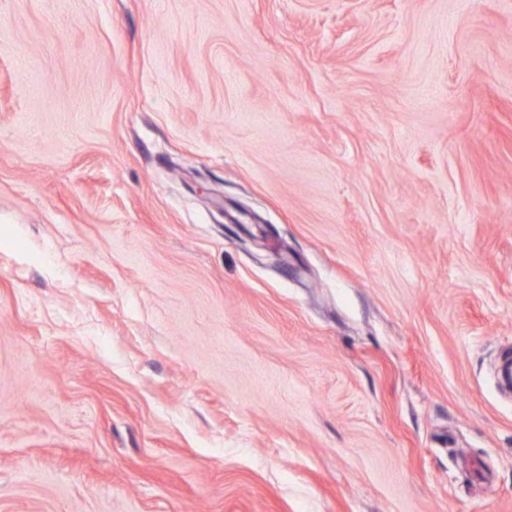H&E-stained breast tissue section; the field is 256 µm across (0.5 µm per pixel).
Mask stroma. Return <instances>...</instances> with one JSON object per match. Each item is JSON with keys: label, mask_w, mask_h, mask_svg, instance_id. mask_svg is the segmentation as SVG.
<instances>
[{"label": "stroma", "mask_w": 512, "mask_h": 512, "mask_svg": "<svg viewBox=\"0 0 512 512\" xmlns=\"http://www.w3.org/2000/svg\"><path fill=\"white\" fill-rule=\"evenodd\" d=\"M512 0H0V512H512Z\"/></svg>", "instance_id": "stroma-1"}]
</instances>
